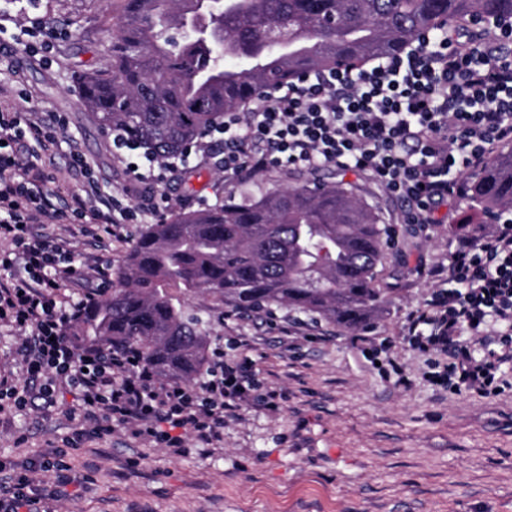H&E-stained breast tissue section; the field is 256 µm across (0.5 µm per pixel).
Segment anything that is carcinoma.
Wrapping results in <instances>:
<instances>
[{"label": "carcinoma", "mask_w": 512, "mask_h": 512, "mask_svg": "<svg viewBox=\"0 0 512 512\" xmlns=\"http://www.w3.org/2000/svg\"><path fill=\"white\" fill-rule=\"evenodd\" d=\"M512 17V0H121L108 58L82 71L80 101L104 131L119 127L164 159L270 83L400 51L440 30L462 44L479 20ZM470 209H512V147L468 178ZM389 228L342 180L265 187L205 209H175L144 225L117 272L121 286L87 305L79 346L132 347L158 376L201 373L202 319L172 289L209 294L247 314L292 307L344 328L380 319L377 286Z\"/></svg>", "instance_id": "1"}]
</instances>
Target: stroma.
<instances>
[{
    "mask_svg": "<svg viewBox=\"0 0 512 512\" xmlns=\"http://www.w3.org/2000/svg\"><path fill=\"white\" fill-rule=\"evenodd\" d=\"M120 0H0V80L13 89L12 106L38 120L64 116L67 140L52 168L56 205L69 209L87 179L103 193L123 196L128 176L112 156L107 136L80 103L77 72L107 59ZM39 15L61 33L51 58L34 51V37L17 44L21 27ZM78 146L91 164L83 175L71 161ZM316 177L342 179L379 206L385 224L402 218L401 200L368 173L337 168ZM292 171H269L229 181L215 159L191 156L161 185L169 205L201 209L234 192L286 184ZM471 210L456 201L451 220L426 234L403 236L386 249L378 285L393 303L380 321L351 330L312 323L288 307L225 320L217 298L189 295L185 307L205 322L208 349L247 340L264 389L282 393L279 410L250 408L224 423L219 447L176 457L131 427L74 442L80 400L58 391L53 402L32 400L23 409H0V463L5 476L31 474L41 512H512V391L483 397L439 390L431 383L440 354L415 348L403 334L405 314L421 306L438 279L419 274V257L444 263L454 225ZM144 214L138 224L151 223ZM138 224L103 240L75 224L52 230L69 240L77 258H102L120 266ZM61 453L69 479L54 493L55 472L30 471L31 463Z\"/></svg>",
    "mask_w": 512,
    "mask_h": 512,
    "instance_id": "stroma-1",
    "label": "stroma"
}]
</instances>
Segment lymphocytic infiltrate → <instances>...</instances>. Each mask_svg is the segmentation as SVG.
Wrapping results in <instances>:
<instances>
[{"label":"lymphocytic infiltrate","instance_id":"lymphocytic-infiltrate-1","mask_svg":"<svg viewBox=\"0 0 512 512\" xmlns=\"http://www.w3.org/2000/svg\"><path fill=\"white\" fill-rule=\"evenodd\" d=\"M496 40L464 46L429 32L399 53L360 69L310 70L291 85L258 93L247 111L232 110L214 126L224 143L225 175L241 178L282 168L322 165L365 171L404 205L403 231L437 223L442 206L466 194L463 173L478 170L512 142V18L494 22ZM31 138L42 153L58 145L66 125H41L25 113L0 108V142ZM112 154L135 162L132 189L152 193L171 164L146 155L122 130H112ZM51 175L40 157L23 161L0 152V325L22 332L20 352L28 380L52 399L57 388L78 394L82 436L130 425L139 436L186 453L187 437L219 444L224 421L245 405L277 409L280 393L260 392L252 360L215 352L198 385L164 383L131 349H78L68 330L86 302L66 299L63 288L89 275L105 281L108 262L87 272L75 262L53 224H133L138 208L122 205L89 186L71 211L54 203ZM449 288L435 291L424 308L407 314L404 332L426 352L446 355L455 391L497 396L512 382L496 375L512 360V210L500 212L484 234L461 231L451 240ZM497 326L498 347L476 358L463 333L484 335Z\"/></svg>","mask_w":512,"mask_h":512}]
</instances>
